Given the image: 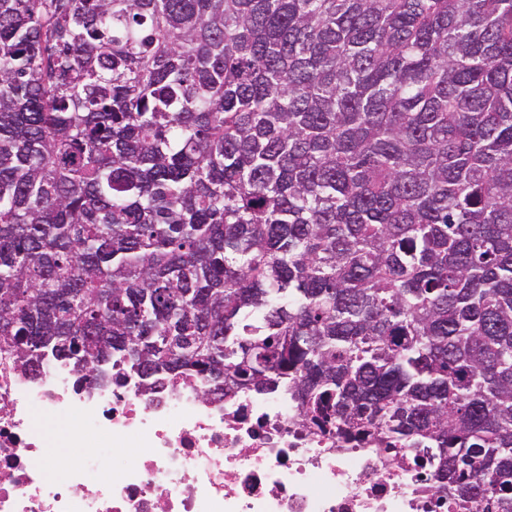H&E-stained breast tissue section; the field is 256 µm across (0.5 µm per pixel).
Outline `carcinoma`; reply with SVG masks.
<instances>
[{
    "instance_id": "carcinoma-1",
    "label": "carcinoma",
    "mask_w": 512,
    "mask_h": 512,
    "mask_svg": "<svg viewBox=\"0 0 512 512\" xmlns=\"http://www.w3.org/2000/svg\"><path fill=\"white\" fill-rule=\"evenodd\" d=\"M1 352L512 512V0H0Z\"/></svg>"
}]
</instances>
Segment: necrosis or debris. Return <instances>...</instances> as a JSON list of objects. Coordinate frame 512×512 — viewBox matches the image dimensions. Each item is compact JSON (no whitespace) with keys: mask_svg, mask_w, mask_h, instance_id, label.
Returning a JSON list of instances; mask_svg holds the SVG:
<instances>
[{"mask_svg":"<svg viewBox=\"0 0 512 512\" xmlns=\"http://www.w3.org/2000/svg\"><path fill=\"white\" fill-rule=\"evenodd\" d=\"M81 376L72 363L26 372L0 356V512H426L412 462L299 425L281 393L205 398L195 378ZM62 420L73 453L57 478L46 430Z\"/></svg>","mask_w":512,"mask_h":512,"instance_id":"necrosis-or-debris-1","label":"necrosis or debris"}]
</instances>
